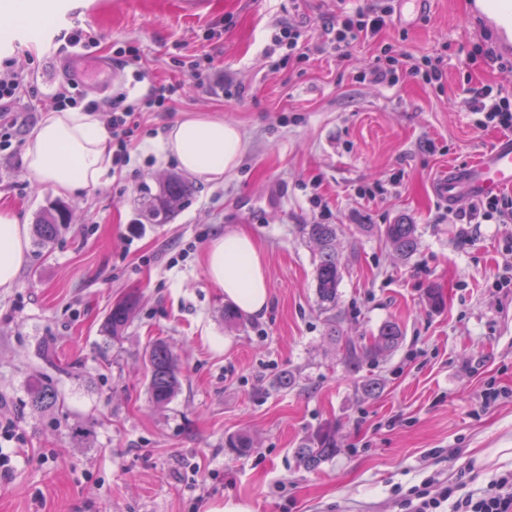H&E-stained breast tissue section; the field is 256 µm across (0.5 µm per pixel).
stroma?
Wrapping results in <instances>:
<instances>
[{
	"mask_svg": "<svg viewBox=\"0 0 512 512\" xmlns=\"http://www.w3.org/2000/svg\"><path fill=\"white\" fill-rule=\"evenodd\" d=\"M38 2L47 12L39 38L5 41L12 25L0 20V64L41 91L10 106L24 126L0 131L11 143L0 151V207L32 225L60 202L71 221L48 247L30 244L14 287L0 290V421L13 426L0 443L13 463L0 512H208L229 499L253 512H400L411 488L436 494L465 470L476 492L512 470V288L496 286L512 260V223H453L433 192L448 164L473 159L497 134L476 126L472 89L512 97V69L468 61L476 46H500L495 20L474 16L469 0H429L416 20L393 19L380 42L354 44L347 59L312 52L275 66L265 50L277 24L301 27L314 45L337 9L373 0H201L192 14L183 0ZM76 23L96 39L87 59L112 62L110 83L54 75L67 53L51 37ZM384 42L442 56V87L360 81ZM186 55L210 59L243 93L199 86L176 63ZM156 82L182 88L165 111L142 113L128 166L71 194L27 175V141L49 114L44 94L61 88L81 105L122 95L134 106ZM199 115L238 125L246 151L224 177L194 180L173 220L151 223L144 188L178 170L160 139ZM273 189L280 205L266 202ZM403 217L419 237L407 258L377 233ZM316 223L339 227L343 334L372 336L387 321L404 331L399 348L363 369L383 380L378 397L357 392L326 337L317 248L302 233ZM237 229L263 250L271 302L230 328L202 253ZM432 288L442 307L429 306ZM128 293L139 304L122 338L103 336ZM158 338L182 371L163 406L148 389L147 349ZM287 373L296 378L289 388L280 383ZM35 375L57 406L31 407ZM490 383L499 397L483 409L475 396ZM327 423L340 452L316 470L300 467L299 444ZM80 428L89 437H75ZM240 435L251 441L244 454L228 446Z\"/></svg>",
	"mask_w": 512,
	"mask_h": 512,
	"instance_id": "1",
	"label": "stroma"
}]
</instances>
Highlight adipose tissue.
Instances as JSON below:
<instances>
[{"instance_id": "obj_1", "label": "adipose tissue", "mask_w": 512, "mask_h": 512, "mask_svg": "<svg viewBox=\"0 0 512 512\" xmlns=\"http://www.w3.org/2000/svg\"><path fill=\"white\" fill-rule=\"evenodd\" d=\"M162 151L186 173L207 181L234 169L246 149L239 126L220 118L193 116L172 125ZM112 150L95 113L55 112L37 125L27 142L24 163L39 182L64 193L98 186L108 173ZM28 228L11 209H0V289L11 288L27 259ZM203 268L225 300L249 315L262 314L270 289L264 258L245 232L217 235L207 245Z\"/></svg>"}]
</instances>
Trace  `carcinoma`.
<instances>
[{
  "instance_id": "1",
  "label": "carcinoma",
  "mask_w": 512,
  "mask_h": 512,
  "mask_svg": "<svg viewBox=\"0 0 512 512\" xmlns=\"http://www.w3.org/2000/svg\"><path fill=\"white\" fill-rule=\"evenodd\" d=\"M194 188L191 183L178 175L168 176L155 194L146 196V213L155 224L168 223L192 196ZM68 224L66 210L59 204L52 207L40 217L34 225L38 244L52 242L61 227ZM303 231L319 247V262L315 269V288L317 302L321 310L329 314L327 318V336L330 340L342 344L343 364L347 371L355 374L364 365L375 362L379 357L397 349L404 340V334L398 323L387 321L380 326L378 334L367 339H343L336 326V310L339 299L338 287L342 281V264L336 254L335 224H307ZM381 234L397 253L403 257L412 255L418 247L417 227L405 221L387 224ZM137 298H129L112 308L102 324V332L117 340L122 337L135 310ZM149 391L152 401L157 405L168 403L180 389L178 359L171 347L163 340H156L149 345ZM30 401L36 408H48L57 404L56 392L43 382L36 380L30 385ZM340 452L336 439V427L327 424L318 428L299 448L296 457L306 469H316L323 462Z\"/></svg>"
}]
</instances>
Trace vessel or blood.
I'll list each match as a JSON object with an SVG mask.
<instances>
[{"mask_svg":"<svg viewBox=\"0 0 512 512\" xmlns=\"http://www.w3.org/2000/svg\"><path fill=\"white\" fill-rule=\"evenodd\" d=\"M512 187V135L499 137L470 164L449 167L438 180V196L449 207L476 198L498 194Z\"/></svg>","mask_w":512,"mask_h":512,"instance_id":"b4317fda","label":"vessel or blood"}]
</instances>
